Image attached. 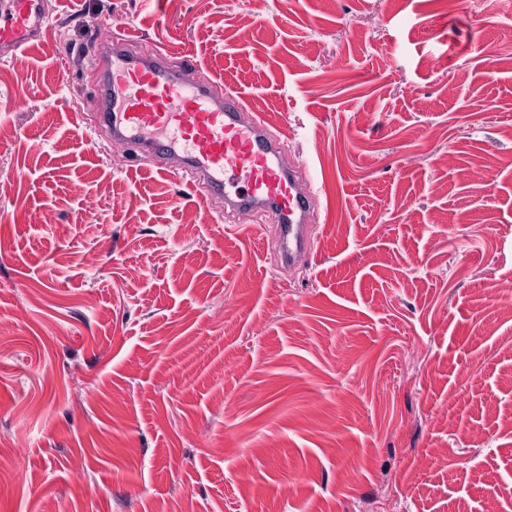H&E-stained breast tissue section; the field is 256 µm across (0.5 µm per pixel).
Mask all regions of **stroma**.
<instances>
[{
  "mask_svg": "<svg viewBox=\"0 0 512 512\" xmlns=\"http://www.w3.org/2000/svg\"><path fill=\"white\" fill-rule=\"evenodd\" d=\"M47 0L0 59V512H512V0ZM190 58L303 165L274 228L84 99Z\"/></svg>",
  "mask_w": 512,
  "mask_h": 512,
  "instance_id": "1",
  "label": "stroma"
}]
</instances>
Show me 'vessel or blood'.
Wrapping results in <instances>:
<instances>
[{"label": "vessel or blood", "mask_w": 512, "mask_h": 512, "mask_svg": "<svg viewBox=\"0 0 512 512\" xmlns=\"http://www.w3.org/2000/svg\"><path fill=\"white\" fill-rule=\"evenodd\" d=\"M50 28L45 0H0V57L40 41ZM93 68L98 85L86 108L112 142L136 145L159 171L190 173L230 209L273 213L283 256L296 261L313 221L312 191L240 96L188 83L165 51L128 55L120 39L104 42Z\"/></svg>", "instance_id": "vessel-or-blood-1"}]
</instances>
